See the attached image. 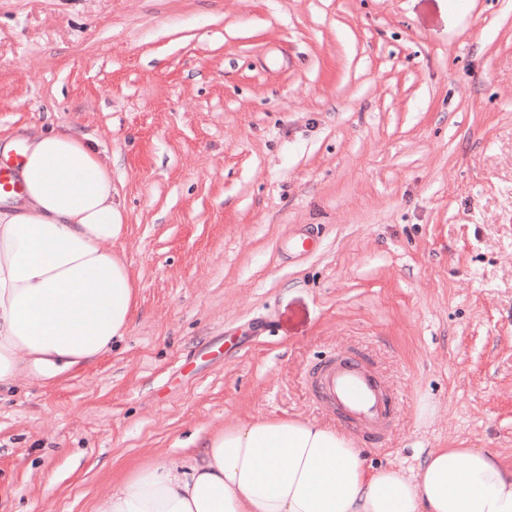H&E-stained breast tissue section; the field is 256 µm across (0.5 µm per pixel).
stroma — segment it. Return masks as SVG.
Instances as JSON below:
<instances>
[{
	"instance_id": "35a3bbf8",
	"label": "stroma",
	"mask_w": 512,
	"mask_h": 512,
	"mask_svg": "<svg viewBox=\"0 0 512 512\" xmlns=\"http://www.w3.org/2000/svg\"><path fill=\"white\" fill-rule=\"evenodd\" d=\"M25 124L98 140L139 289L119 348L0 394V512H91L258 417L342 428L309 389L341 352L398 399L370 464H512V0H0Z\"/></svg>"
}]
</instances>
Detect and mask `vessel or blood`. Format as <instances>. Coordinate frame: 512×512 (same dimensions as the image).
Returning a JSON list of instances; mask_svg holds the SVG:
<instances>
[{"instance_id":"vessel-or-blood-1","label":"vessel or blood","mask_w":512,"mask_h":512,"mask_svg":"<svg viewBox=\"0 0 512 512\" xmlns=\"http://www.w3.org/2000/svg\"><path fill=\"white\" fill-rule=\"evenodd\" d=\"M315 389L344 423L371 437L383 436L396 411V400L358 359L342 356L315 377Z\"/></svg>"}]
</instances>
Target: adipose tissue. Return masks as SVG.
<instances>
[{
  "label": "adipose tissue",
  "instance_id": "obj_1",
  "mask_svg": "<svg viewBox=\"0 0 512 512\" xmlns=\"http://www.w3.org/2000/svg\"><path fill=\"white\" fill-rule=\"evenodd\" d=\"M22 191L0 195V388L95 364L124 340L137 283L112 170L87 137L22 126ZM92 512H512V465L487 448H437L415 474L375 468L314 420L257 418L210 434L187 460L131 469Z\"/></svg>",
  "mask_w": 512,
  "mask_h": 512
}]
</instances>
